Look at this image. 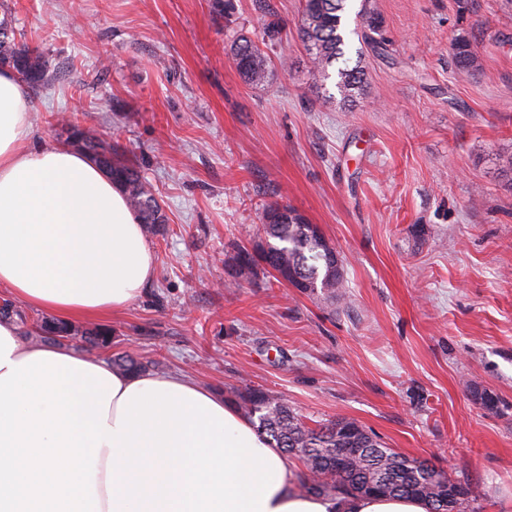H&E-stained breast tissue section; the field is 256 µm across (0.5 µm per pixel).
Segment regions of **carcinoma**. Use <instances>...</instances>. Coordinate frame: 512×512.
Masks as SVG:
<instances>
[{"mask_svg":"<svg viewBox=\"0 0 512 512\" xmlns=\"http://www.w3.org/2000/svg\"><path fill=\"white\" fill-rule=\"evenodd\" d=\"M347 0H305L301 40L310 59V76L315 87L326 89L329 68L337 62L335 87L339 104L354 106L366 95L362 55L349 65L345 46L343 13ZM275 44V28H264L261 42L241 36L234 42L233 59L243 79L253 86L270 83L266 49ZM476 57L472 44L462 38L453 48V63L459 74H470ZM9 67L33 89L46 88L55 81L43 53L18 37L12 25L0 21V68ZM72 137L107 174L112 176L135 209L146 233L156 236L164 230L167 217L153 186L136 164L112 155V146L93 131L69 122ZM264 241L248 248L238 245L226 262L233 277H256L271 269L288 272L287 280L307 295L325 299L345 295V279L335 249L324 236L310 230L307 219L297 210L269 204L263 212ZM42 337L73 338L75 329L57 320H41ZM90 346L107 347L112 329L96 327L81 334ZM112 365L129 373H141L148 365L131 355H117ZM228 400L246 416L269 443L303 464L297 475L300 493L334 498L339 494L358 496L415 497L429 505V512H472L480 499L478 486L450 477L433 482L426 478L437 468L425 460L402 455L389 448L374 433L353 419L339 417L315 427L304 423L283 396L263 388L230 391Z\"/></svg>","mask_w":512,"mask_h":512,"instance_id":"carcinoma-1","label":"carcinoma"}]
</instances>
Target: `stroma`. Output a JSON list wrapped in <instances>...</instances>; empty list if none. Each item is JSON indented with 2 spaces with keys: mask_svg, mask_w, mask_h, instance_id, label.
Here are the masks:
<instances>
[{
  "mask_svg": "<svg viewBox=\"0 0 512 512\" xmlns=\"http://www.w3.org/2000/svg\"><path fill=\"white\" fill-rule=\"evenodd\" d=\"M230 2L220 17L213 0H0L58 72L30 96L33 142L66 144L59 117L79 114L169 218L143 295L103 320L111 347L71 349L127 351L220 393L263 387L312 427L356 420L479 484V512H512V178L497 162L512 154V0H370L384 56L351 0L367 95L349 110L311 83L302 0ZM270 23L272 81L251 86L230 48ZM272 202L320 226L346 299L228 277ZM476 57L472 44L469 40L459 39L453 48V63L459 74H470L474 68Z\"/></svg>",
  "mask_w": 512,
  "mask_h": 512,
  "instance_id": "1",
  "label": "stroma"
}]
</instances>
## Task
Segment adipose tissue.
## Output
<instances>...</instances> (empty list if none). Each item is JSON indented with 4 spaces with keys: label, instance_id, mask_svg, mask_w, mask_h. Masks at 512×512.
I'll list each match as a JSON object with an SVG mask.
<instances>
[{
    "label": "adipose tissue",
    "instance_id": "adipose-tissue-1",
    "mask_svg": "<svg viewBox=\"0 0 512 512\" xmlns=\"http://www.w3.org/2000/svg\"><path fill=\"white\" fill-rule=\"evenodd\" d=\"M153 252L121 189L65 145H33L0 71V287L63 321L140 298ZM297 472L223 397L25 342L0 320V512H428L411 497L299 495Z\"/></svg>",
    "mask_w": 512,
    "mask_h": 512
}]
</instances>
